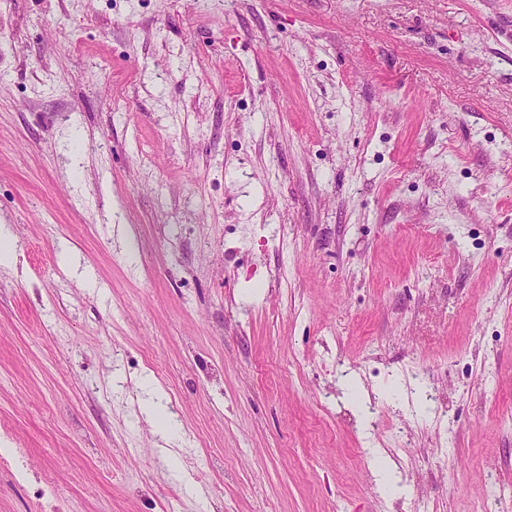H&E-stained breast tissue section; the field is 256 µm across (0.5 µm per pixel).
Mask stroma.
<instances>
[{"label":"stroma","mask_w":512,"mask_h":512,"mask_svg":"<svg viewBox=\"0 0 512 512\" xmlns=\"http://www.w3.org/2000/svg\"><path fill=\"white\" fill-rule=\"evenodd\" d=\"M511 30L0 0V512H512Z\"/></svg>","instance_id":"35a3bbf8"}]
</instances>
